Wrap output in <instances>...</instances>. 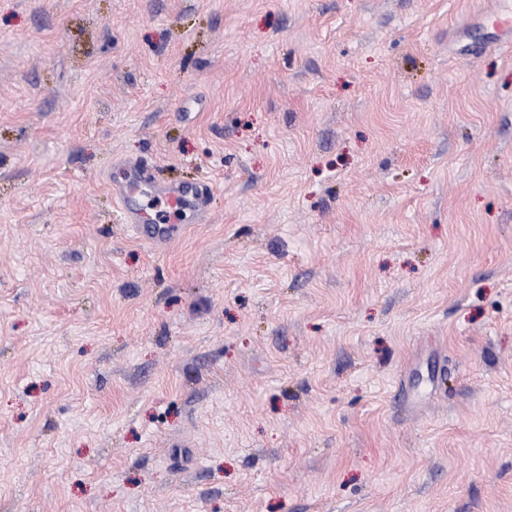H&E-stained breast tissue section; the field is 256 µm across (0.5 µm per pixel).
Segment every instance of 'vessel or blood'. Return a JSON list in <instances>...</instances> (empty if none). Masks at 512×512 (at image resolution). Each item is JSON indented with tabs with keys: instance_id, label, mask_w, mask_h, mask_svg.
I'll list each match as a JSON object with an SVG mask.
<instances>
[{
	"instance_id": "b4317fda",
	"label": "vessel or blood",
	"mask_w": 512,
	"mask_h": 512,
	"mask_svg": "<svg viewBox=\"0 0 512 512\" xmlns=\"http://www.w3.org/2000/svg\"><path fill=\"white\" fill-rule=\"evenodd\" d=\"M120 172L110 179L109 191L120 223L134 234L154 244L166 243L177 224L183 223L185 208H192L194 223L210 219V187L206 183L159 180L151 166L141 161L113 159Z\"/></svg>"
}]
</instances>
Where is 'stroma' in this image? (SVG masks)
<instances>
[{
  "mask_svg": "<svg viewBox=\"0 0 512 512\" xmlns=\"http://www.w3.org/2000/svg\"><path fill=\"white\" fill-rule=\"evenodd\" d=\"M502 2L0 0V512H512ZM113 168L121 178L109 179V191L121 224L134 234L154 244L166 243L185 219L184 210L191 206L193 224L209 223L210 187L204 182L160 181L151 166L141 161L115 158ZM163 203L173 212L169 222L160 221L154 206Z\"/></svg>",
  "mask_w": 512,
  "mask_h": 512,
  "instance_id": "1",
  "label": "stroma"
}]
</instances>
